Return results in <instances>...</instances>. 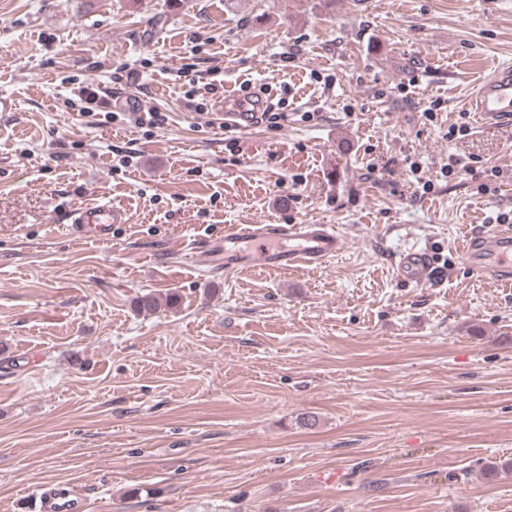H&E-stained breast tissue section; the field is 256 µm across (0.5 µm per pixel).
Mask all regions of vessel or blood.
I'll use <instances>...</instances> for the list:
<instances>
[{
	"label": "vessel or blood",
	"instance_id": "vessel-or-blood-1",
	"mask_svg": "<svg viewBox=\"0 0 512 512\" xmlns=\"http://www.w3.org/2000/svg\"><path fill=\"white\" fill-rule=\"evenodd\" d=\"M227 124L246 128L252 119L246 102L228 99ZM471 105L483 127L512 123V65L498 68L474 93ZM126 212L119 204L94 203L71 208L68 230L78 240L107 242L114 225L124 223ZM344 249V240L331 224H236L224 231V272L259 265L285 272L320 268ZM464 263L497 281L512 282V228L482 230L469 236L460 251ZM433 258L428 250L400 252L395 261L399 279L422 284L433 279Z\"/></svg>",
	"mask_w": 512,
	"mask_h": 512
}]
</instances>
